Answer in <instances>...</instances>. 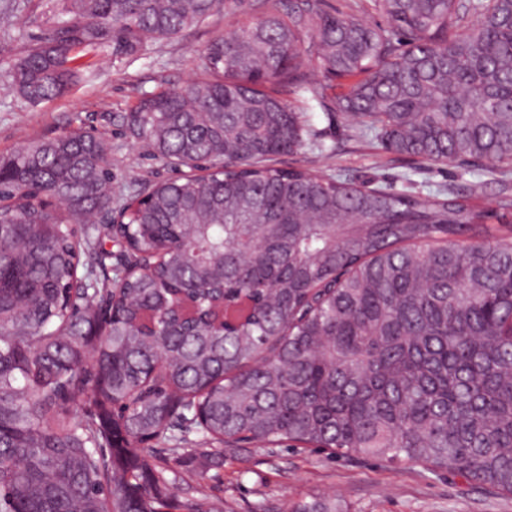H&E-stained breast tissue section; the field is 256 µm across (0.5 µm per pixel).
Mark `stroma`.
<instances>
[{
    "instance_id": "1",
    "label": "stroma",
    "mask_w": 512,
    "mask_h": 512,
    "mask_svg": "<svg viewBox=\"0 0 512 512\" xmlns=\"http://www.w3.org/2000/svg\"><path fill=\"white\" fill-rule=\"evenodd\" d=\"M60 4L23 0L20 25L0 31V155L30 140L80 128L110 145L113 197L177 177V170L143 149L129 123L130 112L146 94L199 78L205 45L260 18L264 0H243L238 9L150 43L134 57H116L108 50L89 54L82 59V80L64 95L33 105L9 90V69L57 20ZM276 92L300 112L313 133L302 150L277 157V166L339 174L399 191L471 190L490 208L502 194L512 195V175L501 178L456 163L429 165L396 155L345 115L321 109L301 88L280 85ZM177 470L181 480L173 491V512H186V503L203 492L223 500L224 512H288L293 503L314 498L336 512H512V496L453 471L433 472L357 454L334 456L319 449L243 442L225 447L220 465L203 469L188 459Z\"/></svg>"
}]
</instances>
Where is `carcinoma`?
<instances>
[{"label":"carcinoma","mask_w":512,"mask_h":512,"mask_svg":"<svg viewBox=\"0 0 512 512\" xmlns=\"http://www.w3.org/2000/svg\"><path fill=\"white\" fill-rule=\"evenodd\" d=\"M237 3L62 0L10 87L60 97L81 57L133 55ZM370 6L387 25L265 0L211 40L203 78L135 108L139 137L182 176L115 211L100 137L0 156V512H163L168 457L207 467L237 433L512 495V195L491 211L466 192L276 167L307 131L267 90L297 85L327 108L315 76L349 79L336 107L388 151L507 177L512 0ZM103 212L122 224L115 252L75 230ZM221 300L233 325L215 336ZM197 406L202 447L183 448L174 431ZM159 439L165 457L147 447Z\"/></svg>","instance_id":"cac0c4a2"}]
</instances>
